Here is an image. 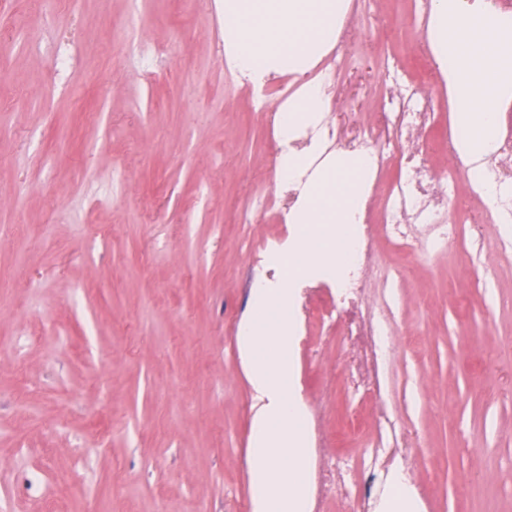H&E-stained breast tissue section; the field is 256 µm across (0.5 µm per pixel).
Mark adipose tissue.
<instances>
[{
    "label": "adipose tissue",
    "mask_w": 512,
    "mask_h": 512,
    "mask_svg": "<svg viewBox=\"0 0 512 512\" xmlns=\"http://www.w3.org/2000/svg\"><path fill=\"white\" fill-rule=\"evenodd\" d=\"M343 0H224V49L234 70L258 84L297 73L332 42ZM435 46L448 68L460 151L486 153L494 144L503 101L512 98V19L491 9L435 0ZM326 103L316 82L303 84L281 105L278 137L292 140L316 129Z\"/></svg>",
    "instance_id": "ef3b65f1"
}]
</instances>
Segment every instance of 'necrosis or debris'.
Returning a JSON list of instances; mask_svg holds the SVG:
<instances>
[{
	"mask_svg": "<svg viewBox=\"0 0 512 512\" xmlns=\"http://www.w3.org/2000/svg\"><path fill=\"white\" fill-rule=\"evenodd\" d=\"M447 76L434 54L422 57L419 68L411 72L396 63L386 64L382 73L386 92L371 119L328 118L318 130L328 149L371 156L373 181L386 183L377 214H364L350 245L344 262L350 275L337 280L335 303L356 307L353 319L337 323L336 331L352 341L365 340L367 375L355 383L366 386L374 397L377 426L390 438L396 436L397 427L382 384L389 349L385 327L373 311L370 289L374 278L394 281L396 271L384 263L374 242L377 235H384L400 260L406 261L446 244L454 234L448 218L457 205V163L449 161L446 168L436 171L422 160L435 131H442L452 145L459 138L454 126L440 124ZM477 164L486 186L474 195L488 203L481 223L512 224V124L501 123L492 150Z\"/></svg>",
	"mask_w": 512,
	"mask_h": 512,
	"instance_id": "4bbe7bcc",
	"label": "necrosis or debris"
}]
</instances>
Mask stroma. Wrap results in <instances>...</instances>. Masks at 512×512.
I'll list each match as a JSON object with an SVG mask.
<instances>
[{
  "label": "stroma",
  "instance_id": "obj_1",
  "mask_svg": "<svg viewBox=\"0 0 512 512\" xmlns=\"http://www.w3.org/2000/svg\"><path fill=\"white\" fill-rule=\"evenodd\" d=\"M136 16L168 48L152 77L107 56L77 123L71 88L89 44ZM360 43L323 70L336 111L374 108L390 56L423 54L410 0H368ZM0 512H251V395L236 348L270 247L293 227L238 220L276 185L269 112L224 70L216 0H81L44 14L0 0ZM65 64L56 68L53 57ZM385 395L411 448L406 477L425 512H512V251L498 227L460 224L441 254L409 259L393 290ZM299 388L312 439L311 505L324 451L361 487L375 424L343 430L357 352L300 316ZM102 431L106 443L87 435Z\"/></svg>",
  "mask_w": 512,
  "mask_h": 512
}]
</instances>
